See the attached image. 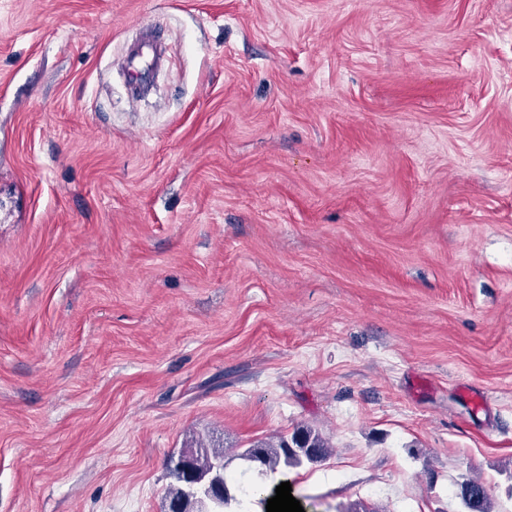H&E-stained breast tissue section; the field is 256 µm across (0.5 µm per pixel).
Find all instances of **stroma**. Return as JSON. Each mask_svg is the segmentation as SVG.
<instances>
[{
    "mask_svg": "<svg viewBox=\"0 0 512 512\" xmlns=\"http://www.w3.org/2000/svg\"><path fill=\"white\" fill-rule=\"evenodd\" d=\"M300 426L307 512H512V0H0V512ZM459 496L472 512H493L492 496L486 485L479 480L469 479L460 484Z\"/></svg>",
    "mask_w": 512,
    "mask_h": 512,
    "instance_id": "1",
    "label": "stroma"
}]
</instances>
